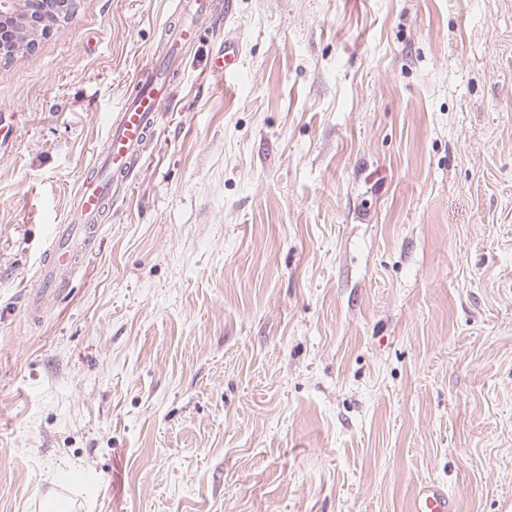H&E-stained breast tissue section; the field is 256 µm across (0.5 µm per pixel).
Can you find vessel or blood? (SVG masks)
<instances>
[{
	"instance_id": "vessel-or-blood-1",
	"label": "vessel or blood",
	"mask_w": 512,
	"mask_h": 512,
	"mask_svg": "<svg viewBox=\"0 0 512 512\" xmlns=\"http://www.w3.org/2000/svg\"><path fill=\"white\" fill-rule=\"evenodd\" d=\"M174 11L180 21L170 34L169 53L189 51L199 38L198 22L211 14V0H175ZM240 57L234 39L224 41L210 67L223 76L236 69ZM162 62L154 57L143 63L136 74L139 90L118 112L113 113L107 130L102 165L98 172L84 177L72 198L65 223L55 225L49 246L43 254L39 279L30 289L27 314L40 319L48 294L61 292L71 278L78 254L87 250L111 199V183L126 181L143 162L142 146L157 127V119L169 98V91L159 85ZM411 512H456L455 501L442 485L431 482L415 488Z\"/></svg>"
}]
</instances>
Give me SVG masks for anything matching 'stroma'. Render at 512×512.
Instances as JSON below:
<instances>
[{"label": "stroma", "instance_id": "stroma-1", "mask_svg": "<svg viewBox=\"0 0 512 512\" xmlns=\"http://www.w3.org/2000/svg\"><path fill=\"white\" fill-rule=\"evenodd\" d=\"M178 19L81 0L0 64V512L512 498V0H235L69 285L50 225ZM236 90L209 73L225 38ZM411 512H456L454 498L442 485L425 483L417 486L411 499Z\"/></svg>", "mask_w": 512, "mask_h": 512}]
</instances>
